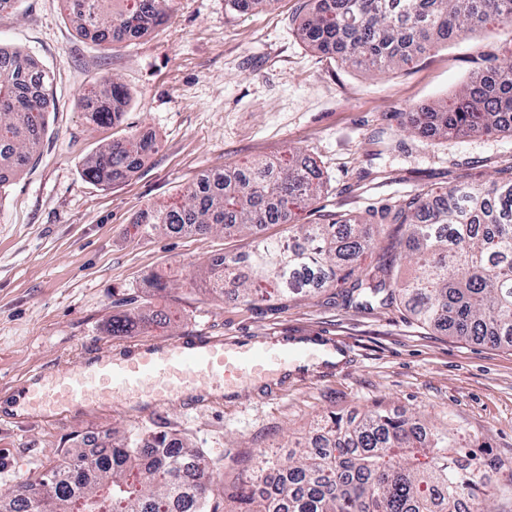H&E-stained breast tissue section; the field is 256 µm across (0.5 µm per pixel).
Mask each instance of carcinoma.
<instances>
[{
    "instance_id": "cac0c4a2",
    "label": "carcinoma",
    "mask_w": 512,
    "mask_h": 512,
    "mask_svg": "<svg viewBox=\"0 0 512 512\" xmlns=\"http://www.w3.org/2000/svg\"><path fill=\"white\" fill-rule=\"evenodd\" d=\"M81 34L90 31L116 43L168 18L170 0H65ZM488 24L512 31V0H309L303 24L307 43L334 54L345 65L386 73L413 61L426 48ZM49 74L28 57L10 52L0 59V187L19 176L39 153L52 105ZM128 93L110 82L86 108L96 125L121 121ZM420 125L443 136L512 133V52L477 77ZM154 149L131 135L115 140L85 163L84 176L97 183L117 180ZM323 182L315 164L299 150L283 163L258 162L244 174L224 172L184 195L173 206L146 211L141 232L180 234L219 230L255 236L249 252L257 279L242 275L236 257L212 258L206 288L252 301L261 285L284 300L336 285L343 301L401 296L423 325L459 340L512 344V175L488 185H460L434 196L418 193L381 211L388 224L406 227L402 257L408 275L379 261L352 275L370 250L365 224L328 219L294 224ZM266 224H289L285 239L257 237ZM139 325L131 313L112 317V335ZM326 436L321 451L306 445L277 460L269 490L250 475L236 492L244 512H461L470 501H487L512 487V466L493 464L481 445L463 442L417 417L383 410L347 420L330 415L317 423ZM209 462L166 435L142 439L116 436L98 457L75 455L39 478L23 483L4 512H207Z\"/></svg>"
}]
</instances>
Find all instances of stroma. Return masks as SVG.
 Segmentation results:
<instances>
[{
    "label": "stroma",
    "instance_id": "obj_1",
    "mask_svg": "<svg viewBox=\"0 0 512 512\" xmlns=\"http://www.w3.org/2000/svg\"><path fill=\"white\" fill-rule=\"evenodd\" d=\"M307 0H273L240 13L225 0H173L169 19L105 44L78 34L64 0H22L0 11V45L48 71L55 101L39 154L0 195V493L44 473L90 438L111 444L135 430L182 440L212 464L213 512H241L229 492L261 450L286 455L320 416L373 409L415 412L478 438L512 460V345L458 340L417 322L400 303H343L327 288L286 302L244 303L182 287L219 254L250 252L247 236L139 231L145 210L181 202L204 176L278 163L293 149L316 161L324 191L297 223L343 215L373 224L371 209L422 191L486 183L512 165V135L430 136L413 129L512 49L494 27L428 49L383 75L340 64L304 40ZM114 80L129 94L121 123L92 126L84 102ZM138 134L154 152L111 184L83 174L109 142ZM379 247L398 253L402 231L373 224ZM167 293L152 292L155 280ZM176 313L169 326L158 311ZM140 329L115 336V315ZM199 334L328 336L346 354L236 393L182 401L118 399L63 416L30 411L25 387L39 373L78 367L129 340Z\"/></svg>",
    "mask_w": 512,
    "mask_h": 512
}]
</instances>
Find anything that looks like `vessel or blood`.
<instances>
[{"instance_id": "obj_1", "label": "vessel or blood", "mask_w": 512, "mask_h": 512, "mask_svg": "<svg viewBox=\"0 0 512 512\" xmlns=\"http://www.w3.org/2000/svg\"><path fill=\"white\" fill-rule=\"evenodd\" d=\"M327 348L324 341L298 344L284 338L261 343L248 337L226 342L203 336L135 341L123 356L99 355L62 375L39 374L25 388L24 398L45 415L74 406H107L117 397L148 394L175 400L190 390H235L284 376L289 365L316 358Z\"/></svg>"}]
</instances>
